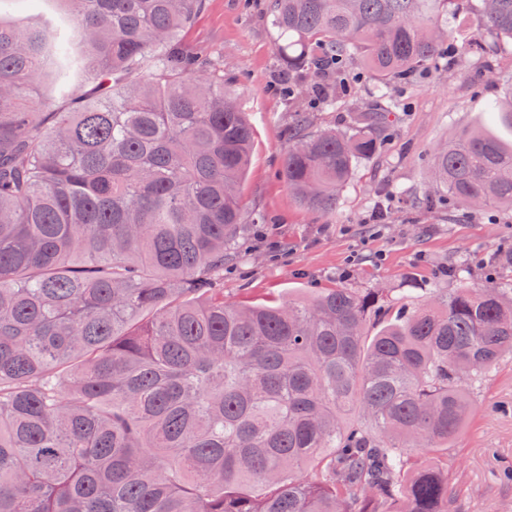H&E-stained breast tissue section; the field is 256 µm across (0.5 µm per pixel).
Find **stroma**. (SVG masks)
Returning <instances> with one entry per match:
<instances>
[{"instance_id": "1", "label": "stroma", "mask_w": 512, "mask_h": 512, "mask_svg": "<svg viewBox=\"0 0 512 512\" xmlns=\"http://www.w3.org/2000/svg\"><path fill=\"white\" fill-rule=\"evenodd\" d=\"M267 0H206L188 38L201 52H224V85L254 127L256 142L243 181V200L264 216L241 239L224 267V297L242 305L308 298L326 288H375L388 298L428 302L448 280L439 268L467 260L472 284L512 286V267L486 265L487 255L512 244V211L414 203L431 186L441 144L477 125L493 128L489 110L512 92V41L492 57L469 56L448 68L427 69L398 89L404 102L384 153L357 164L333 214L300 206L278 175L292 106L277 88L286 76L275 51ZM0 20L19 26L48 20L67 29L57 0H0ZM374 86L357 85L338 106L315 109L316 128L347 131ZM388 215L373 225L377 205ZM357 265H349L352 253ZM477 410L448 449V476L460 486L459 512H512V359H505L474 396Z\"/></svg>"}]
</instances>
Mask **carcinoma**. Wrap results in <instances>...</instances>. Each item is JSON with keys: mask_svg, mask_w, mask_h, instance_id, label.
Masks as SVG:
<instances>
[{"mask_svg": "<svg viewBox=\"0 0 512 512\" xmlns=\"http://www.w3.org/2000/svg\"><path fill=\"white\" fill-rule=\"evenodd\" d=\"M68 34L0 22V512H457L446 448L512 357V293L455 284L411 307L340 285L306 301L224 299L247 233L252 124L224 54L187 34L205 0H61ZM469 0H270L294 101L360 56L379 83L354 129L292 113L280 175L336 209L381 154L395 87L489 56ZM512 40V0H481ZM62 88L65 104L37 92ZM490 111L512 128V96ZM429 207L512 210V141L437 149Z\"/></svg>", "mask_w": 512, "mask_h": 512, "instance_id": "1", "label": "carcinoma"}]
</instances>
